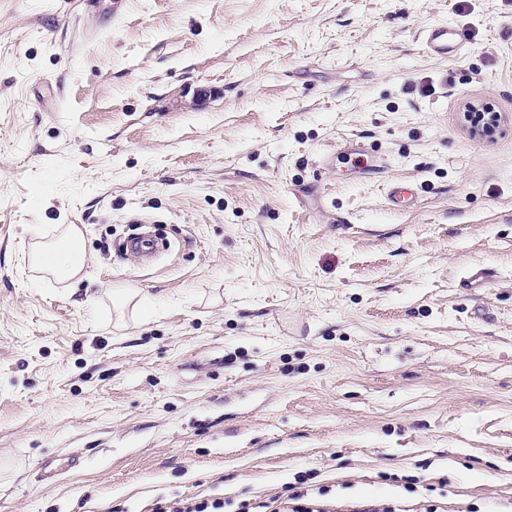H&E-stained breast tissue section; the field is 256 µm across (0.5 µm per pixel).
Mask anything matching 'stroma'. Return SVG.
<instances>
[{
	"label": "stroma",
	"mask_w": 512,
	"mask_h": 512,
	"mask_svg": "<svg viewBox=\"0 0 512 512\" xmlns=\"http://www.w3.org/2000/svg\"><path fill=\"white\" fill-rule=\"evenodd\" d=\"M146 220L152 266L113 247ZM68 224L77 284L32 264ZM402 476L512 512V0H0V512ZM466 41L465 31L447 22L430 26L422 35V42L426 51L441 57L456 54L464 47Z\"/></svg>",
	"instance_id": "35a3bbf8"
}]
</instances>
